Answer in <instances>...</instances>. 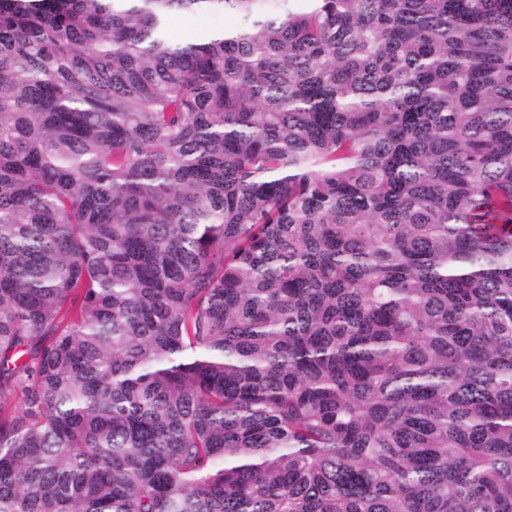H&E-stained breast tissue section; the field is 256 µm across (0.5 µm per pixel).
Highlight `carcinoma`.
I'll use <instances>...</instances> for the list:
<instances>
[{
	"mask_svg": "<svg viewBox=\"0 0 512 512\" xmlns=\"http://www.w3.org/2000/svg\"><path fill=\"white\" fill-rule=\"evenodd\" d=\"M0 512H512V0H0Z\"/></svg>",
	"mask_w": 512,
	"mask_h": 512,
	"instance_id": "obj_1",
	"label": "carcinoma"
}]
</instances>
